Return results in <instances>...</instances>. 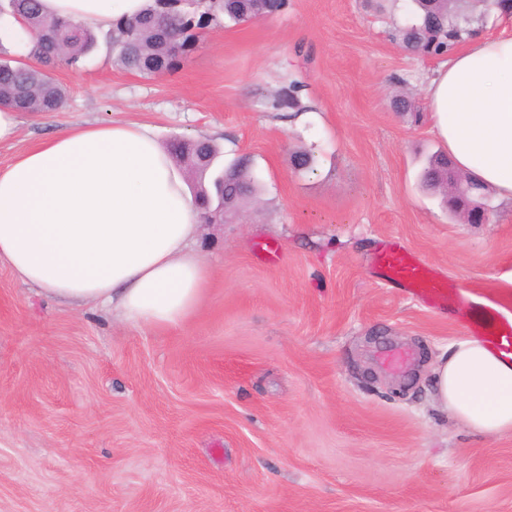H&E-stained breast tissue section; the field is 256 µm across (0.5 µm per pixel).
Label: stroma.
Segmentation results:
<instances>
[{
	"instance_id": "1",
	"label": "stroma",
	"mask_w": 512,
	"mask_h": 512,
	"mask_svg": "<svg viewBox=\"0 0 512 512\" xmlns=\"http://www.w3.org/2000/svg\"><path fill=\"white\" fill-rule=\"evenodd\" d=\"M402 0H286L217 24L174 68L113 67L100 41L53 75L64 108L21 117L0 170L84 122L209 138L254 161L258 203L207 224L210 288L181 328L124 326L0 266V512H512V432L434 406L432 360L469 330L377 272L393 236L472 305L512 320V201L450 215L419 172L444 150L423 88L438 61L393 40ZM297 85L302 111L259 102ZM416 112H398L397 91ZM315 159L297 171L296 152ZM274 242L276 262L254 246ZM407 349L399 372L381 355Z\"/></svg>"
}]
</instances>
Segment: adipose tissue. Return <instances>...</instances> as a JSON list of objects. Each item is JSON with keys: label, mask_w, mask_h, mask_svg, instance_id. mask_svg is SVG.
Listing matches in <instances>:
<instances>
[{"label": "adipose tissue", "mask_w": 512, "mask_h": 512, "mask_svg": "<svg viewBox=\"0 0 512 512\" xmlns=\"http://www.w3.org/2000/svg\"><path fill=\"white\" fill-rule=\"evenodd\" d=\"M45 15L107 32L147 0H40ZM434 133L457 168L512 199V33L473 37L428 78ZM187 176L145 124L70 127L0 170V264L53 300L131 326L184 325L212 278L195 248ZM441 411L471 432L512 431V360L479 338L432 365Z\"/></svg>", "instance_id": "adipose-tissue-1"}]
</instances>
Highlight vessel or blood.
Here are the masks:
<instances>
[{
    "label": "vessel or blood",
    "instance_id": "obj_1",
    "mask_svg": "<svg viewBox=\"0 0 512 512\" xmlns=\"http://www.w3.org/2000/svg\"><path fill=\"white\" fill-rule=\"evenodd\" d=\"M373 262L389 278L428 304L438 307L447 303L445 283L398 240L386 241L374 254ZM468 325L473 335L482 337L498 353L512 355L511 321L501 318L493 309L473 308L468 314Z\"/></svg>",
    "mask_w": 512,
    "mask_h": 512
}]
</instances>
